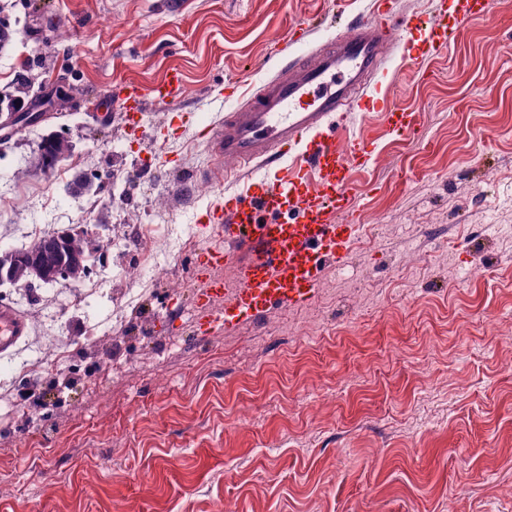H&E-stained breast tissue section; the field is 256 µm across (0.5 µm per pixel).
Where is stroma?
I'll use <instances>...</instances> for the list:
<instances>
[{
	"label": "stroma",
	"mask_w": 512,
	"mask_h": 512,
	"mask_svg": "<svg viewBox=\"0 0 512 512\" xmlns=\"http://www.w3.org/2000/svg\"><path fill=\"white\" fill-rule=\"evenodd\" d=\"M378 2L0 0V93H64L0 145V250L69 229L92 249L83 281L0 287L32 326L0 361V512H512V251L486 228L512 225V0L423 74L389 73L418 135L357 122L374 147L354 171L367 229L315 300L199 329V260L224 246L207 216L242 189L193 194L218 166L203 129L228 84L304 53L283 44L296 18H322V43ZM173 70L178 101L147 102L134 128L116 108L99 119L108 89ZM50 133L72 152L47 170ZM142 230L193 237L177 296L140 281ZM32 360L42 378H18Z\"/></svg>",
	"instance_id": "35a3bbf8"
}]
</instances>
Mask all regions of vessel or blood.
<instances>
[{"mask_svg": "<svg viewBox=\"0 0 512 512\" xmlns=\"http://www.w3.org/2000/svg\"><path fill=\"white\" fill-rule=\"evenodd\" d=\"M490 4L465 0L453 19L438 13L421 26L410 18L397 24L379 17L356 19L349 33L295 57L225 113L206 146L225 161V177L249 166L255 177L246 192L225 200L213 219L225 241L250 249L252 257L237 267L234 290L210 282L211 291L223 294L224 306L212 311L199 300L202 327L232 328L260 319L275 305L309 304L325 268L346 265L362 228L352 171L370 162L372 149L363 134L340 130L335 116L377 110L389 136L414 137L412 112L368 93L385 70L384 46L394 47L407 62L436 55L460 28L486 18ZM415 28L422 39L412 46L406 34ZM182 87L176 73L149 88L124 84L116 102L128 124L135 125L147 101L174 102ZM29 334L26 315L0 304V356L12 354Z\"/></svg>", "mask_w": 512, "mask_h": 512, "instance_id": "b4317fda", "label": "vessel or blood"}]
</instances>
